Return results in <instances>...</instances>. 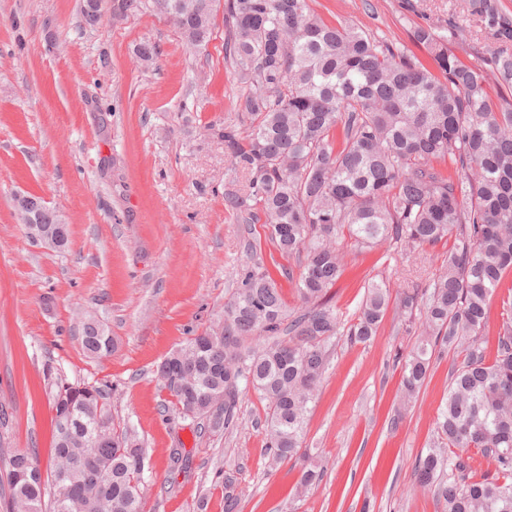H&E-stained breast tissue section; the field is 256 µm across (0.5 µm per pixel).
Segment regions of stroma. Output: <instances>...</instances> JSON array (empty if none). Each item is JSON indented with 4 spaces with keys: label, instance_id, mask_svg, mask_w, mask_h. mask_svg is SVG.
Masks as SVG:
<instances>
[{
    "label": "stroma",
    "instance_id": "obj_1",
    "mask_svg": "<svg viewBox=\"0 0 512 512\" xmlns=\"http://www.w3.org/2000/svg\"><path fill=\"white\" fill-rule=\"evenodd\" d=\"M81 0H0V512L19 451L52 467L58 387H104L112 414L146 452L143 512H444L414 486L448 395L460 350L434 353L415 401L402 406L401 357L417 337L389 309L373 341L337 335L311 405L302 448L324 469L298 490L295 461L270 467L266 403L240 394L232 427L212 432L169 409L158 365L188 339L224 320L247 236L289 307L299 300L296 260L262 228L248 230L224 206L231 173L224 144L209 131L228 117L243 87L224 61V19L193 52L152 10L85 25ZM326 21H344L400 48L418 25L466 26L454 44L462 59L486 63L496 44L470 0H313ZM148 41L155 64L134 54ZM42 195L68 224L56 250L26 234L16 195ZM450 238L411 253L387 240L357 250L342 240L346 271L330 295L351 324L369 278L391 292L427 286L453 247ZM95 318L112 338L99 359L82 348V323ZM181 449L182 463L171 460ZM232 483H225V476Z\"/></svg>",
    "mask_w": 512,
    "mask_h": 512
}]
</instances>
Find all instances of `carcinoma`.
I'll return each mask as SVG.
<instances>
[{
	"mask_svg": "<svg viewBox=\"0 0 512 512\" xmlns=\"http://www.w3.org/2000/svg\"><path fill=\"white\" fill-rule=\"evenodd\" d=\"M105 0H83L82 20L103 15ZM152 9L171 17L185 45L203 48L214 16L224 12V58L246 91L234 118L210 130L224 155L247 175L224 206L244 224H260L283 256L296 257L300 307L288 309L256 245H245L238 286L224 303V325L172 351L157 373L184 419L229 429L241 387L266 401L271 463L301 453L309 404L327 370L326 342L341 315L328 297L344 273L338 239L364 248L386 240L420 248L454 236L455 246L424 289L403 290L406 329L421 330L403 365L411 401L424 384L436 347L464 352L451 372L435 422L436 442L419 458L415 485L445 512H512V295L502 299L496 355L481 341L491 303L512 273V53L490 67L463 62L452 43L465 29L414 28L425 53L377 39L346 23H329L309 0H112V16ZM474 13L512 41V18L492 0ZM496 88V95L490 89ZM390 307L382 280L367 282L346 336L366 344ZM93 358L112 349L95 320L83 324ZM53 512H142L146 460L135 432L116 422L104 390L55 395ZM488 463L478 474L470 451ZM323 471L304 466L298 485L316 486ZM7 512H43L45 481L36 457L18 452L7 473Z\"/></svg>",
	"mask_w": 512,
	"mask_h": 512,
	"instance_id": "obj_1",
	"label": "carcinoma"
}]
</instances>
